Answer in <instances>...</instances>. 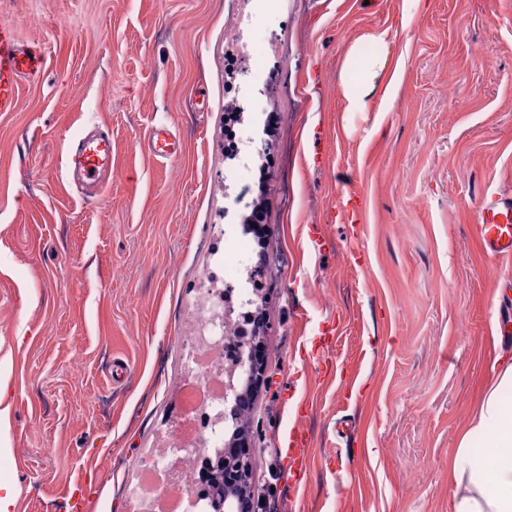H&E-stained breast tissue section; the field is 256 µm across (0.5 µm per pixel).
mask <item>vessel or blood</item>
I'll return each instance as SVG.
<instances>
[{
	"label": "vessel or blood",
	"instance_id": "vessel-or-blood-1",
	"mask_svg": "<svg viewBox=\"0 0 512 512\" xmlns=\"http://www.w3.org/2000/svg\"><path fill=\"white\" fill-rule=\"evenodd\" d=\"M45 58L40 50L24 45L10 19L0 17V114L15 111L23 80L40 74ZM112 167V137L100 133L83 138L69 158L74 177L85 184H97L100 175ZM472 234L483 252L497 259L512 258V190L489 187L482 191ZM307 440L291 431L288 457L296 470L307 468Z\"/></svg>",
	"mask_w": 512,
	"mask_h": 512
}]
</instances>
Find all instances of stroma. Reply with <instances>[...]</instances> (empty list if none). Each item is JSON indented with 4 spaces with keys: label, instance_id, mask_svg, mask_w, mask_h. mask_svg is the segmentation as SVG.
Segmentation results:
<instances>
[{
    "label": "stroma",
    "instance_id": "1",
    "mask_svg": "<svg viewBox=\"0 0 512 512\" xmlns=\"http://www.w3.org/2000/svg\"><path fill=\"white\" fill-rule=\"evenodd\" d=\"M281 26L241 29L254 0H0L46 64L0 115V485L13 512H131L123 487L182 414V339L211 273L214 225L240 191L276 258L261 306L272 387L254 392L255 482L277 512H449L448 461L498 355L512 260L469 226L512 184V0H277ZM68 27H60V18ZM399 69L345 111L341 66ZM265 54L251 111L230 64ZM235 131L267 166L225 186ZM180 148L149 156L152 128ZM106 129L115 174L71 189L79 140ZM335 332H327L328 324ZM309 436L294 482L287 436Z\"/></svg>",
    "mask_w": 512,
    "mask_h": 512
}]
</instances>
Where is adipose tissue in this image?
I'll return each instance as SVG.
<instances>
[{
  "instance_id": "obj_1",
  "label": "adipose tissue",
  "mask_w": 512,
  "mask_h": 512,
  "mask_svg": "<svg viewBox=\"0 0 512 512\" xmlns=\"http://www.w3.org/2000/svg\"><path fill=\"white\" fill-rule=\"evenodd\" d=\"M357 56V47H350L342 62L341 92L347 103L378 91L384 100L394 101L395 82L377 83L387 66L386 59L367 61L356 79L352 65ZM497 365V374L484 389L448 465L451 512H512V359L500 358ZM477 437L482 438L485 451L481 463L473 453Z\"/></svg>"
}]
</instances>
